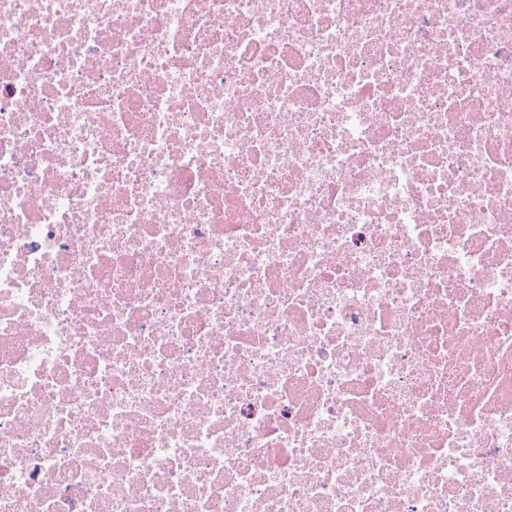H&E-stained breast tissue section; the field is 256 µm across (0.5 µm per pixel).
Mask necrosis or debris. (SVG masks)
Here are the masks:
<instances>
[{
  "mask_svg": "<svg viewBox=\"0 0 512 512\" xmlns=\"http://www.w3.org/2000/svg\"><path fill=\"white\" fill-rule=\"evenodd\" d=\"M0 512H512V0H0Z\"/></svg>",
  "mask_w": 512,
  "mask_h": 512,
  "instance_id": "necrosis-or-debris-1",
  "label": "necrosis or debris"
}]
</instances>
